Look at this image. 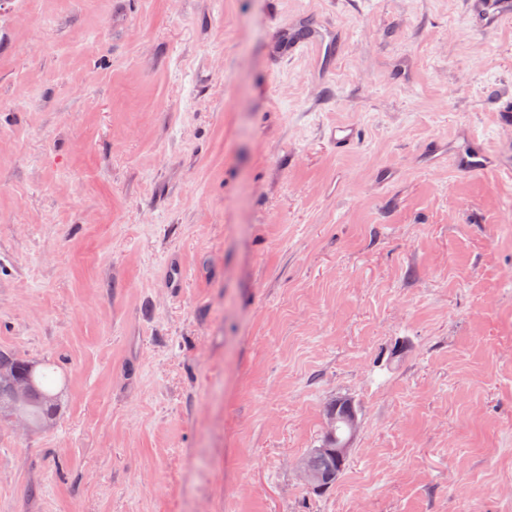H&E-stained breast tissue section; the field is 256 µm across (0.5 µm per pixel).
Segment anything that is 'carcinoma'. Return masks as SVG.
Listing matches in <instances>:
<instances>
[{
	"instance_id": "1",
	"label": "carcinoma",
	"mask_w": 512,
	"mask_h": 512,
	"mask_svg": "<svg viewBox=\"0 0 512 512\" xmlns=\"http://www.w3.org/2000/svg\"><path fill=\"white\" fill-rule=\"evenodd\" d=\"M26 377L33 389V395L25 404L24 411L35 429L53 425L58 408V394L52 392L49 378L40 369V363L28 360L15 353L0 351V413L13 414L11 401L5 395L4 386L16 376Z\"/></svg>"
}]
</instances>
